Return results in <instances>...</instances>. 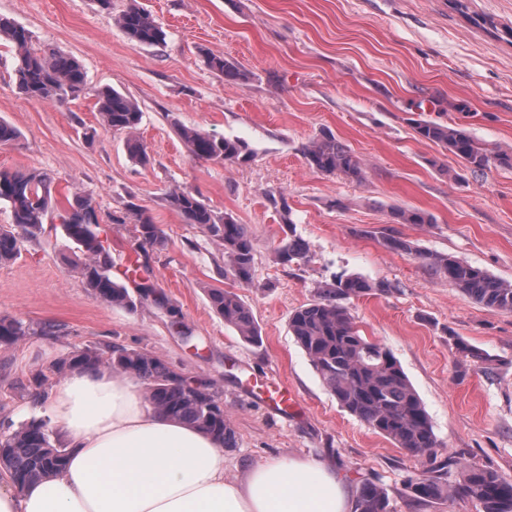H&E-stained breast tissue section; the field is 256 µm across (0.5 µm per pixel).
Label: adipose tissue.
<instances>
[{
	"instance_id": "obj_1",
	"label": "adipose tissue",
	"mask_w": 512,
	"mask_h": 512,
	"mask_svg": "<svg viewBox=\"0 0 512 512\" xmlns=\"http://www.w3.org/2000/svg\"><path fill=\"white\" fill-rule=\"evenodd\" d=\"M49 409L68 462L20 492L0 482V512H353L344 476L320 460L270 459L227 476L222 446L160 416L135 379L72 372Z\"/></svg>"
}]
</instances>
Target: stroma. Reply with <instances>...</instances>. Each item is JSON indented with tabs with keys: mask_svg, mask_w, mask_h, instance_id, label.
<instances>
[{
	"mask_svg": "<svg viewBox=\"0 0 512 512\" xmlns=\"http://www.w3.org/2000/svg\"><path fill=\"white\" fill-rule=\"evenodd\" d=\"M132 5L151 12L164 45L131 44L114 17ZM0 16L26 28L32 48L75 57L87 80L67 103L28 100L12 82V48L0 44V119L21 134L0 146V170L50 172L62 208L92 197L118 267L138 233L111 216L131 202L146 209L166 245L141 259L167 299L133 312L107 306L86 288L83 256L60 222L47 225L0 268V316L28 330L0 346V433L48 419L46 402L27 387L32 374L76 347L120 345L208 384L235 430V447L224 451L230 473L271 458L318 459L347 474L351 493L365 480L381 484L394 512H480L462 495L413 502L405 482L426 470L453 482L461 466L477 465L512 479V313L476 303L420 258L450 253L512 281V168L471 172L414 129L419 121L460 127L512 151V43L476 23L511 27L512 0H464L460 10L449 0H112L108 11L96 0H0ZM207 51L234 60L250 81L225 83L206 67ZM105 87L138 102L148 165L130 158L124 133L102 128L96 93ZM181 126L241 140L249 155L232 164L195 158ZM324 131L364 163L362 181L308 168L303 149ZM174 187L248 226L254 287H240L222 247L168 206ZM272 193L286 198L291 224H282ZM395 209L434 221L396 224ZM388 235L415 254L385 248ZM290 237L308 256L286 266L273 251ZM350 274L375 285L346 305L424 403L438 442L432 458L397 448L341 408L289 329L321 286ZM213 288L238 292L251 307L260 343L243 341L212 309ZM459 339L489 361L463 358ZM270 379L293 393L288 414L258 396Z\"/></svg>",
	"mask_w": 512,
	"mask_h": 512,
	"instance_id": "35a3bbf8",
	"label": "stroma"
}]
</instances>
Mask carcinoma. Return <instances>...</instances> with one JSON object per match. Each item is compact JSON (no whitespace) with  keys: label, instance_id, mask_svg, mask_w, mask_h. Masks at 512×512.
I'll list each match as a JSON object with an SVG mask.
<instances>
[{"label":"carcinoma","instance_id":"obj_1","mask_svg":"<svg viewBox=\"0 0 512 512\" xmlns=\"http://www.w3.org/2000/svg\"><path fill=\"white\" fill-rule=\"evenodd\" d=\"M119 27L136 46H158L165 33L144 9L133 5L117 18ZM0 39L16 50L14 69L18 91L32 101L62 103L79 97L86 89V75L75 58L45 53L31 47V37L24 27L0 17ZM206 66L224 76V82L242 84L248 74L222 54H204ZM98 112L107 130L130 134L129 156L137 163L150 161L144 144L133 136L142 112L130 96L114 89L97 93ZM423 139L442 146L460 158L465 166L480 172L490 165L512 168V152L489 148L468 132L434 122L415 127ZM189 152L198 159L235 163L246 158V145L239 140L216 138L194 127L177 129ZM307 165L315 172L340 174L361 181L365 171L361 161L330 133H323L304 148ZM53 178L45 171H0V201L8 203L12 223L0 225V267L16 260L24 243L38 239L44 224L57 219L67 237L84 255L81 274L86 288L110 307L132 310L136 307L127 286L112 276V256L97 232L99 216L89 198L77 197L63 210L52 194ZM189 224H196L224 249L230 272L242 286L253 285V242L248 226L230 215L219 217L195 192L175 189L166 197ZM393 220L399 224H432L434 217L425 211L395 209ZM112 223L137 225V249H161L165 238L146 210L130 203L125 210L112 214ZM382 244L395 251L414 254L448 283L478 304L497 311L512 312V283L491 276L453 254L423 253L410 242L386 237ZM277 260L288 265L306 258L299 240L281 243ZM123 277L153 295L156 304L164 297L155 288L149 271L139 259L129 260ZM381 288L358 275L340 276L319 289L312 303L297 310L289 319V329L337 403L356 416L374 432L392 441L414 456L433 451L437 441L429 414L400 364L384 345L363 336L343 301ZM215 311L224 323L237 329L241 338L256 344L260 331L251 308L240 296L223 288L209 292ZM27 336V329L14 319L0 317V346L15 345ZM105 365L112 373L134 376L145 385L146 397L163 417L185 420L203 433L219 440L226 448L235 443L234 430L224 414V405L209 390L188 386L183 376L172 370L160 357L145 351L112 346L104 352L75 349L52 367L54 375ZM67 448L53 438L44 420H33L0 440V471L7 473L18 490L49 477L66 465ZM406 489L420 504L465 495L476 500L481 512H512V480L478 466L461 468L460 480L448 483L444 474H420L410 478ZM356 512H392L389 496L378 483L362 482Z\"/></svg>","mask_w":512,"mask_h":512}]
</instances>
